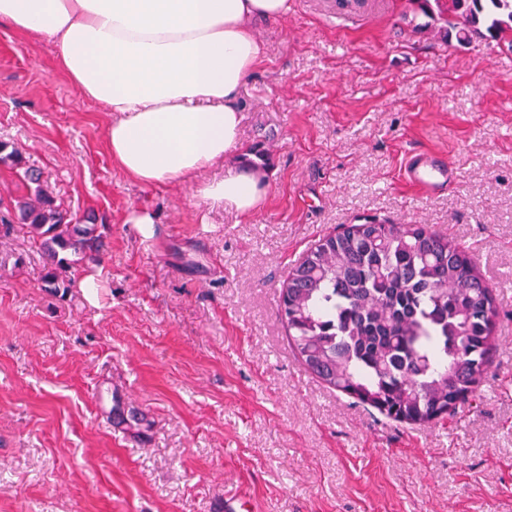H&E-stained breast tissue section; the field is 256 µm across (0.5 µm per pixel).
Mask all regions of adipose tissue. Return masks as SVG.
Instances as JSON below:
<instances>
[{
  "label": "adipose tissue",
  "mask_w": 512,
  "mask_h": 512,
  "mask_svg": "<svg viewBox=\"0 0 512 512\" xmlns=\"http://www.w3.org/2000/svg\"><path fill=\"white\" fill-rule=\"evenodd\" d=\"M290 9V0H0V23L55 43L59 69L111 113L106 142L126 177L191 182L248 214L267 195L263 173L201 175L238 141L240 91L265 51L257 23Z\"/></svg>",
  "instance_id": "1"
}]
</instances>
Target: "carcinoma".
Returning <instances> with one entry per match:
<instances>
[{
	"label": "carcinoma",
	"mask_w": 512,
	"mask_h": 512,
	"mask_svg": "<svg viewBox=\"0 0 512 512\" xmlns=\"http://www.w3.org/2000/svg\"><path fill=\"white\" fill-rule=\"evenodd\" d=\"M444 8L446 36L512 35V0H412ZM0 162L23 170L15 207L46 257V288H69L77 256L99 260L94 224L73 222L21 152L0 141ZM280 313L305 368L389 420L428 424L455 414L483 381L497 308L473 256L425 224H349L321 239L288 273Z\"/></svg>",
	"instance_id": "carcinoma-1"
}]
</instances>
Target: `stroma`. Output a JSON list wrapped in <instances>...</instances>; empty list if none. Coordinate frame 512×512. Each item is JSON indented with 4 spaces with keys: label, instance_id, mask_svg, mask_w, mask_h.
I'll list each match as a JSON object with an SVG mask.
<instances>
[{
    "label": "stroma",
    "instance_id": "1",
    "mask_svg": "<svg viewBox=\"0 0 512 512\" xmlns=\"http://www.w3.org/2000/svg\"><path fill=\"white\" fill-rule=\"evenodd\" d=\"M443 25L411 0H292L257 24L238 145L206 173L265 169L248 215L122 175L56 45L0 25V140L104 244L56 292L27 228L0 233V512H512V44ZM417 153L454 166L440 195L406 180ZM139 209L151 239L124 221ZM369 221L448 235L496 287L491 367L453 417L390 421L288 343L289 270Z\"/></svg>",
    "mask_w": 512,
    "mask_h": 512
}]
</instances>
